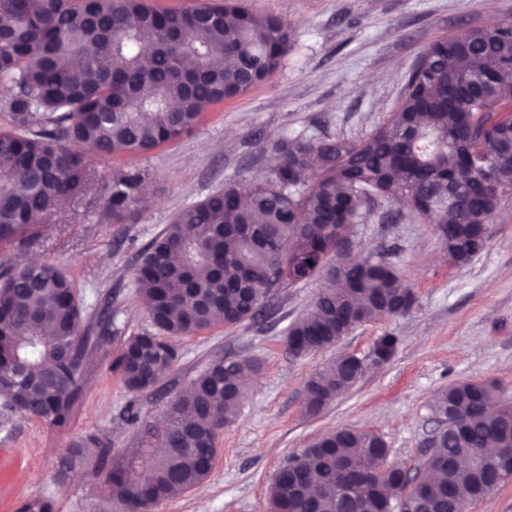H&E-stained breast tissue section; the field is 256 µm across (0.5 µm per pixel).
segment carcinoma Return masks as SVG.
I'll return each instance as SVG.
<instances>
[{"instance_id": "cac0c4a2", "label": "carcinoma", "mask_w": 512, "mask_h": 512, "mask_svg": "<svg viewBox=\"0 0 512 512\" xmlns=\"http://www.w3.org/2000/svg\"><path fill=\"white\" fill-rule=\"evenodd\" d=\"M284 19L247 0L187 10L150 0H0V82L14 93L0 130V247L50 221L72 202L104 196L110 224L139 221L144 174L99 171L94 160L139 156L191 131L212 106L265 82L294 46ZM386 122L356 140L295 138L277 148L269 175L229 184L182 208L144 248L134 271L153 330L127 338L112 325L113 362L131 393L153 388L177 360L172 336L254 319L256 291L314 280L322 288L292 322L286 351L330 350L353 329L404 317L416 296L384 254L351 256L347 220L374 197L454 203L417 216L439 226L448 262L468 264L512 188V21L438 39L420 54ZM83 329L72 281L46 260L0 273V371L26 386L0 385V407L62 428L83 396L95 345ZM398 338L379 337L382 360ZM337 352L307 380L315 415L350 390L364 369ZM251 358H215L169 402L165 426H147L131 459L107 474L109 497L126 512L165 501L210 474L216 442L238 414ZM442 418L410 473L388 463L384 438L339 428L319 436L276 472L271 512H454L512 470V403L493 381L439 389ZM86 434L72 442L60 479L105 455ZM20 512H54L32 497Z\"/></svg>"}]
</instances>
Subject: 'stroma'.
<instances>
[{
    "instance_id": "stroma-1",
    "label": "stroma",
    "mask_w": 512,
    "mask_h": 512,
    "mask_svg": "<svg viewBox=\"0 0 512 512\" xmlns=\"http://www.w3.org/2000/svg\"><path fill=\"white\" fill-rule=\"evenodd\" d=\"M259 14L282 17L295 45L279 69L239 98L211 107L190 132L153 152L122 159L140 169L153 197L136 224H110L89 201L66 205L34 237L0 251V271L54 261L73 281L99 335L115 313L124 335L149 329L133 273L151 239L186 205L270 166L277 143L294 138L355 139L395 109L405 76L433 41L462 27L512 21V0H248ZM358 248L382 250L417 296L413 312L361 326L338 348L365 358L379 336L399 339L396 354L320 413L303 405L305 383L330 352L295 357L283 337L310 304L319 282L273 289L260 315L174 338L179 359L157 386L127 392L112 369L114 343L103 345L80 408L68 427L15 415L0 417V512H19L42 496L54 512H115L105 464L57 470L72 439L105 436L113 455L129 454L143 423L161 427L169 399L211 359L261 362L235 422L217 441L213 469L198 487L162 502L157 512H269L268 489L288 457L342 427L380 433L390 462L415 469L439 425L435 393L460 381L492 380L512 402V202L490 226L486 248L458 268L443 256L432 225L380 199L356 226Z\"/></svg>"
}]
</instances>
